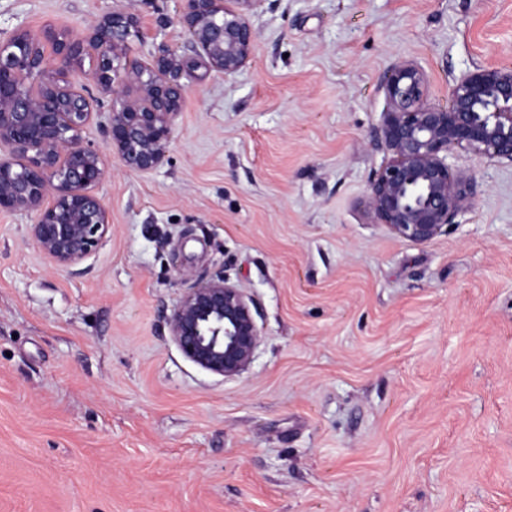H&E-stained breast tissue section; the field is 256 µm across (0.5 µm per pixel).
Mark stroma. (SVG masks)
I'll use <instances>...</instances> for the list:
<instances>
[{
    "label": "stroma",
    "mask_w": 512,
    "mask_h": 512,
    "mask_svg": "<svg viewBox=\"0 0 512 512\" xmlns=\"http://www.w3.org/2000/svg\"><path fill=\"white\" fill-rule=\"evenodd\" d=\"M131 61L193 52L180 0H0V39L112 6ZM237 73L187 78L167 158L108 155L112 231L54 268L0 212V512H512V166L451 151L469 198L425 243L366 205L391 64L512 68V0H254ZM262 343L225 379L169 335L216 276Z\"/></svg>",
    "instance_id": "1"
}]
</instances>
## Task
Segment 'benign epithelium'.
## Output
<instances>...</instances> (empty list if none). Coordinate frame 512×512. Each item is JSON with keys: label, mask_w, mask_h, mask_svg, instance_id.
<instances>
[{"label": "benign epithelium", "mask_w": 512, "mask_h": 512, "mask_svg": "<svg viewBox=\"0 0 512 512\" xmlns=\"http://www.w3.org/2000/svg\"><path fill=\"white\" fill-rule=\"evenodd\" d=\"M192 56L163 52L143 68L128 52L144 42L137 16L104 14L79 37L18 30L0 41V211L36 214L30 235L59 269L92 256L111 232L95 193L107 172L105 154L85 142L96 97L76 88L70 71L93 59L91 78L111 96L108 147L131 172L148 174L165 160L171 126L188 85L212 70L239 71L252 53L253 0H181ZM388 110L380 133L390 161L369 182L367 206L393 234L424 243L452 224L467 202L468 178L448 163L457 149L512 165V69L477 67L459 77L447 108L427 102V76L411 60L390 66ZM182 354L224 378L245 371L261 343L254 303L219 276L193 289L169 318Z\"/></svg>", "instance_id": "7a95c632"}]
</instances>
